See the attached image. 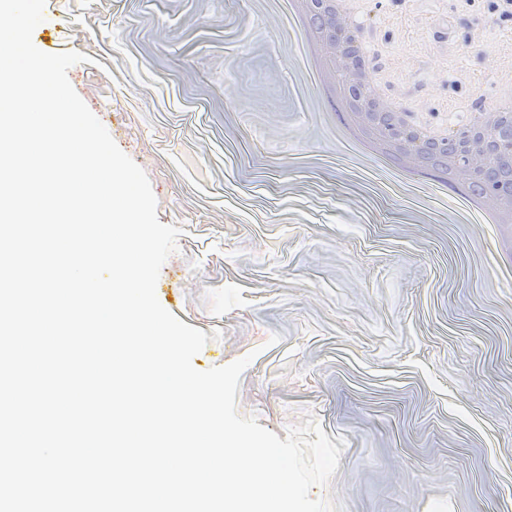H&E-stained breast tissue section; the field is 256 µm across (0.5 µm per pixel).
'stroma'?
<instances>
[{"label": "stroma", "mask_w": 512, "mask_h": 512, "mask_svg": "<svg viewBox=\"0 0 512 512\" xmlns=\"http://www.w3.org/2000/svg\"><path fill=\"white\" fill-rule=\"evenodd\" d=\"M388 97L464 120L512 95V20L489 0H352ZM69 80L180 227L160 304L210 336L197 369L253 354L237 410L286 438L313 413L341 451L335 512H512V265L461 199L327 148L295 25L270 0H73ZM278 97L245 113V58ZM481 87L474 96L473 87ZM221 338H213V331Z\"/></svg>", "instance_id": "stroma-1"}]
</instances>
